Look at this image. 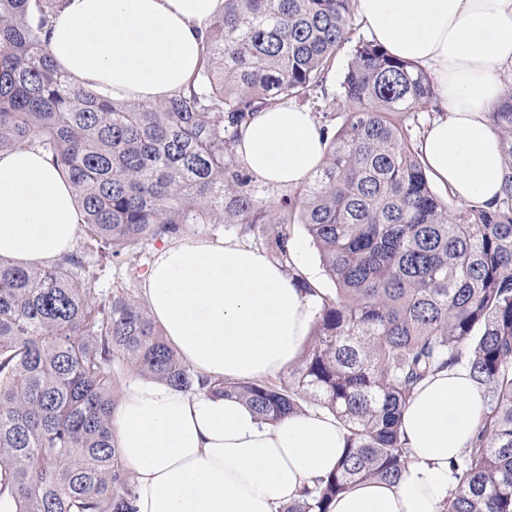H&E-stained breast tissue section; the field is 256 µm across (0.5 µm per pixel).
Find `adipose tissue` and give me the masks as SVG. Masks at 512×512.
<instances>
[{"label":"adipose tissue","mask_w":512,"mask_h":512,"mask_svg":"<svg viewBox=\"0 0 512 512\" xmlns=\"http://www.w3.org/2000/svg\"><path fill=\"white\" fill-rule=\"evenodd\" d=\"M224 0H66L48 46L78 87L113 99L163 101L189 85L202 34ZM370 37L427 68L440 115L420 144L434 182L460 203L503 194L502 148L489 114L512 68V0H357ZM325 143L311 113L288 104L255 115L236 153L259 181L304 186ZM71 190L39 149L0 151V256L42 263L73 246ZM143 294L169 343L198 374L252 380L285 371L301 354L313 303L284 268L232 239L167 241ZM482 397L460 368L421 384L404 415L412 451L397 483L363 482L331 512H439L449 465L473 439ZM137 512H281L335 470L344 431L321 412L262 421L233 397L131 383L112 415Z\"/></svg>","instance_id":"obj_1"}]
</instances>
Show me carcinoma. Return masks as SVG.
<instances>
[{"label":"carcinoma","mask_w":512,"mask_h":512,"mask_svg":"<svg viewBox=\"0 0 512 512\" xmlns=\"http://www.w3.org/2000/svg\"><path fill=\"white\" fill-rule=\"evenodd\" d=\"M65 0H0V151L41 148L69 181L82 245L47 265L0 256V512H136L112 434L113 365L183 391L236 395L263 421L336 418V470L284 512H329L355 484L395 482L411 461L402 416L424 381L468 370L483 397L476 435L450 468L443 512H512V85L491 113L505 159L492 208L439 197L406 125L437 104L412 61L361 41L328 107L326 153L295 197L267 202L237 160L255 115L323 87L350 40L353 0H224L196 83L159 104L76 88L46 35ZM195 224L267 226L291 263L301 224L335 288L288 383L205 379L166 342L137 288L96 293L90 253L136 261Z\"/></svg>","instance_id":"1"}]
</instances>
